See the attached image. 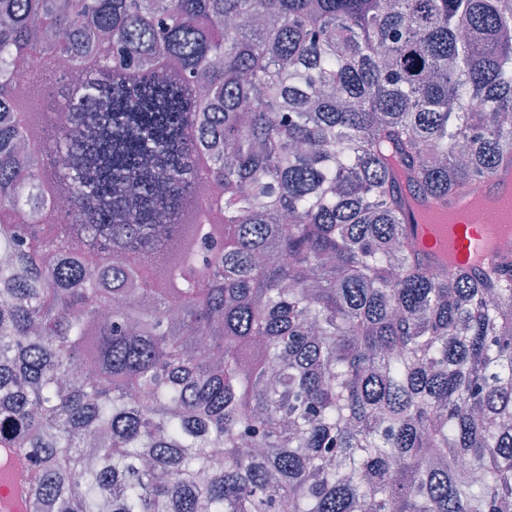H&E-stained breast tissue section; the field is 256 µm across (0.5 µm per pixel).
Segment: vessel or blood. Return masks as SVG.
I'll use <instances>...</instances> for the list:
<instances>
[{
  "label": "vessel or blood",
  "instance_id": "vessel-or-blood-1",
  "mask_svg": "<svg viewBox=\"0 0 512 512\" xmlns=\"http://www.w3.org/2000/svg\"><path fill=\"white\" fill-rule=\"evenodd\" d=\"M408 236L435 268L474 270L512 261L496 244L512 230V168L476 184L448 204L411 199ZM0 512H27L23 491L0 480Z\"/></svg>",
  "mask_w": 512,
  "mask_h": 512
}]
</instances>
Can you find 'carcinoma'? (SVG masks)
Returning a JSON list of instances; mask_svg holds the SVG:
<instances>
[{"label":"carcinoma","instance_id":"obj_1","mask_svg":"<svg viewBox=\"0 0 512 512\" xmlns=\"http://www.w3.org/2000/svg\"><path fill=\"white\" fill-rule=\"evenodd\" d=\"M502 166L512 0H0L30 512H512V264L424 263L396 184Z\"/></svg>","mask_w":512,"mask_h":512}]
</instances>
